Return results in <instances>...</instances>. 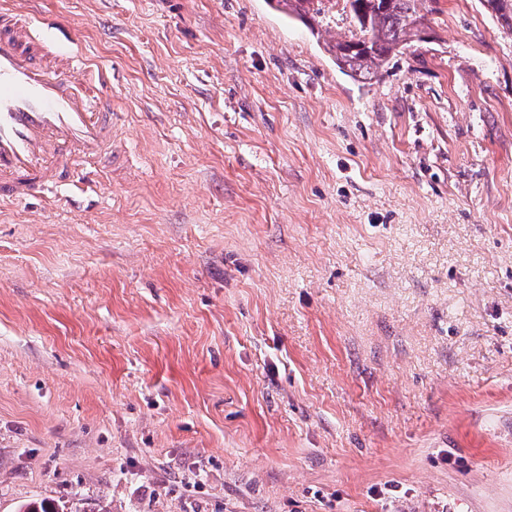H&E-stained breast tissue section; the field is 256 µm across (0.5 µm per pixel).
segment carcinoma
<instances>
[{
    "label": "carcinoma",
    "instance_id": "cac0c4a2",
    "mask_svg": "<svg viewBox=\"0 0 512 512\" xmlns=\"http://www.w3.org/2000/svg\"><path fill=\"white\" fill-rule=\"evenodd\" d=\"M354 29L325 46L339 69L354 79L372 80L394 56L421 41L416 21L424 19L419 0H343ZM276 10L316 34L324 18V0H269ZM19 512H79L50 500L22 505Z\"/></svg>",
    "mask_w": 512,
    "mask_h": 512
}]
</instances>
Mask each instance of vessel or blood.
<instances>
[{"mask_svg": "<svg viewBox=\"0 0 512 512\" xmlns=\"http://www.w3.org/2000/svg\"><path fill=\"white\" fill-rule=\"evenodd\" d=\"M100 69L54 52L29 18L0 7V204L49 191L114 149Z\"/></svg>", "mask_w": 512, "mask_h": 512, "instance_id": "vessel-or-blood-1", "label": "vessel or blood"}]
</instances>
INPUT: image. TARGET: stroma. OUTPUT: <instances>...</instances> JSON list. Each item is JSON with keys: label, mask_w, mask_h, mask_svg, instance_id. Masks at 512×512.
I'll return each instance as SVG.
<instances>
[{"label": "stroma", "mask_w": 512, "mask_h": 512, "mask_svg": "<svg viewBox=\"0 0 512 512\" xmlns=\"http://www.w3.org/2000/svg\"><path fill=\"white\" fill-rule=\"evenodd\" d=\"M115 159L0 209V512H512V34L371 81L265 0H40Z\"/></svg>", "instance_id": "1"}]
</instances>
